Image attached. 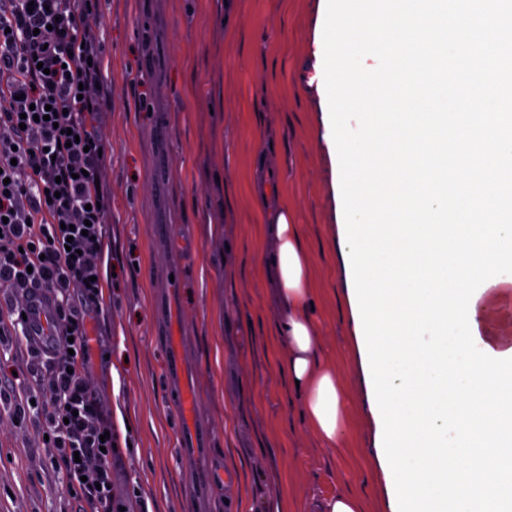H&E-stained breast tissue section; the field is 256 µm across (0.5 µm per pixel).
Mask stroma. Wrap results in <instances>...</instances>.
<instances>
[{"label":"stroma","instance_id":"1","mask_svg":"<svg viewBox=\"0 0 512 512\" xmlns=\"http://www.w3.org/2000/svg\"><path fill=\"white\" fill-rule=\"evenodd\" d=\"M325 10V0H99L111 151L95 332L109 359L91 376L128 445L113 483L130 512H306L339 492L389 512L350 302L339 159L324 140L326 90L312 79ZM262 170L308 252L321 354L344 398L337 449L300 416L283 368L254 197ZM157 224L170 225V243L155 239ZM182 340L193 401L184 409L168 372ZM196 416L212 440L193 455L182 442ZM79 510L55 485L38 431L0 401V512Z\"/></svg>","mask_w":512,"mask_h":512}]
</instances>
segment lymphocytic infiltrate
<instances>
[{
  "label": "lymphocytic infiltrate",
  "instance_id": "1",
  "mask_svg": "<svg viewBox=\"0 0 512 512\" xmlns=\"http://www.w3.org/2000/svg\"><path fill=\"white\" fill-rule=\"evenodd\" d=\"M97 0H0V334L27 337L24 302L53 301L59 344L32 353L26 389L0 377V398L46 435L58 485L87 512H112V466L122 455L101 394L89 383L102 310L100 256L109 196L97 190L104 154L98 84L103 44L88 19ZM45 393L47 403L33 410Z\"/></svg>",
  "mask_w": 512,
  "mask_h": 512
}]
</instances>
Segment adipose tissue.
I'll return each mask as SVG.
<instances>
[{"label":"adipose tissue","instance_id":"adipose-tissue-1","mask_svg":"<svg viewBox=\"0 0 512 512\" xmlns=\"http://www.w3.org/2000/svg\"><path fill=\"white\" fill-rule=\"evenodd\" d=\"M265 235L277 330L286 346L283 367L298 385L302 415L327 447H338L344 422L342 393L335 369L319 357V338L309 313L308 257L287 208L268 211Z\"/></svg>","mask_w":512,"mask_h":512}]
</instances>
